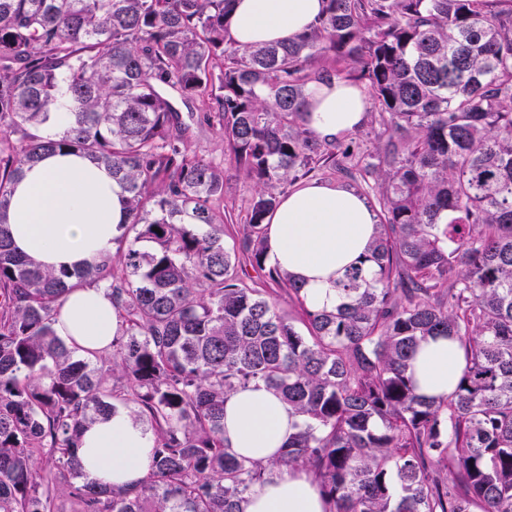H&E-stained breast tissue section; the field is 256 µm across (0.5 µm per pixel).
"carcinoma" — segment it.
Here are the masks:
<instances>
[{
    "instance_id": "obj_1",
    "label": "carcinoma",
    "mask_w": 512,
    "mask_h": 512,
    "mask_svg": "<svg viewBox=\"0 0 512 512\" xmlns=\"http://www.w3.org/2000/svg\"><path fill=\"white\" fill-rule=\"evenodd\" d=\"M233 2L0 0V512H58L64 496L72 512H244L282 468L312 473L326 512H512V0H322L293 40L248 49ZM332 80L362 83L373 106L361 154L305 124ZM168 89L201 101L224 158L190 149ZM49 151L121 185L140 230L114 253L50 270L14 247L11 185ZM226 161L252 190L230 244L215 208ZM322 167L360 176L379 222L319 308L267 265V218ZM243 258L262 281L239 275ZM93 283L124 338L78 358L53 314ZM437 336L464 366L428 399L410 368ZM257 383L296 417L265 463L224 445L225 396ZM117 401L154 438L133 492L77 463Z\"/></svg>"
}]
</instances>
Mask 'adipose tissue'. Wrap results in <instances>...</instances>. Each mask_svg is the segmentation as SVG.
<instances>
[{
	"mask_svg": "<svg viewBox=\"0 0 512 512\" xmlns=\"http://www.w3.org/2000/svg\"><path fill=\"white\" fill-rule=\"evenodd\" d=\"M321 9V0H235L231 34L243 47L290 40ZM365 114L362 90L335 81L315 91L305 119L319 137L331 139L359 126ZM124 196L108 168L72 154L45 155L25 167L12 188V239L44 268L109 253L120 224L128 220ZM374 232V214L361 197L329 182L303 183L281 198L269 218L268 262L301 283L313 305L329 307L336 302L339 273L366 253ZM54 328L86 357L110 351L122 331L106 289L88 285L66 295ZM463 366L458 345L439 337L421 345L411 371L419 394L438 398L453 390ZM294 420L285 402L265 385L253 384L225 399L224 443L237 455L265 461L287 441ZM152 447V434L119 407L85 431L77 457L87 478L110 490L131 491L146 473ZM245 512H326V504L312 476L291 469L256 488Z\"/></svg>",
	"mask_w": 512,
	"mask_h": 512,
	"instance_id": "ef3b65f1",
	"label": "adipose tissue"
}]
</instances>
